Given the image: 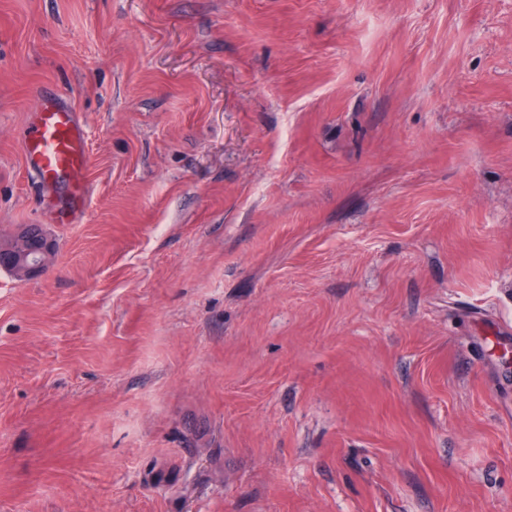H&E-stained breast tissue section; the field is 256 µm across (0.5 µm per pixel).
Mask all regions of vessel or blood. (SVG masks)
I'll list each match as a JSON object with an SVG mask.
<instances>
[{"label": "vessel or blood", "instance_id": "1", "mask_svg": "<svg viewBox=\"0 0 512 512\" xmlns=\"http://www.w3.org/2000/svg\"><path fill=\"white\" fill-rule=\"evenodd\" d=\"M32 122L21 133L27 169L45 190L67 183L68 196L59 210L65 224L80 223L87 203L89 166L87 135L73 108L56 92L42 89Z\"/></svg>", "mask_w": 512, "mask_h": 512}]
</instances>
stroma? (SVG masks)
Here are the masks:
<instances>
[{
    "instance_id": "35a3bbf8",
    "label": "stroma",
    "mask_w": 512,
    "mask_h": 512,
    "mask_svg": "<svg viewBox=\"0 0 512 512\" xmlns=\"http://www.w3.org/2000/svg\"><path fill=\"white\" fill-rule=\"evenodd\" d=\"M22 224L0 512H512V0H0ZM39 100L35 118L21 133L25 165L46 191L67 183L68 196L58 216L63 224H78L87 203L86 131L77 113L56 92L43 88ZM36 226L28 225L14 231L7 238L0 239V255L7 252L16 254V264L21 270L23 280H32L41 276L51 265L55 244L44 233L36 230ZM18 242L16 247L15 243Z\"/></svg>"
}]
</instances>
